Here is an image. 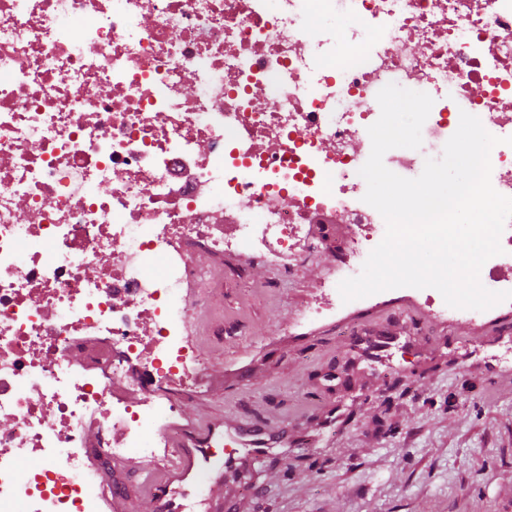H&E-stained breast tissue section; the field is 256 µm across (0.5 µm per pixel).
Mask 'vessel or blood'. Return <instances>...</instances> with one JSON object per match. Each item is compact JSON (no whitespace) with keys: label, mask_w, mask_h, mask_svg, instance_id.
I'll use <instances>...</instances> for the list:
<instances>
[{"label":"vessel or blood","mask_w":512,"mask_h":512,"mask_svg":"<svg viewBox=\"0 0 512 512\" xmlns=\"http://www.w3.org/2000/svg\"><path fill=\"white\" fill-rule=\"evenodd\" d=\"M171 452L162 459L140 462L132 477L141 495L155 500L160 512H189L190 489L207 486L199 505L204 512H224V477L243 461L256 460L272 447L275 430L260 424L203 422L184 418L169 428ZM234 441L236 454H215L216 445Z\"/></svg>","instance_id":"vessel-or-blood-1"}]
</instances>
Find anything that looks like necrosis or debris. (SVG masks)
<instances>
[{
  "label": "necrosis or debris",
  "instance_id": "necrosis-or-debris-1",
  "mask_svg": "<svg viewBox=\"0 0 512 512\" xmlns=\"http://www.w3.org/2000/svg\"><path fill=\"white\" fill-rule=\"evenodd\" d=\"M344 42L367 63L336 66ZM390 83L434 105L389 170L418 177L466 112L512 197V0H0V512H98L91 447L155 456L172 407L126 395L202 368L194 248L379 241L353 145Z\"/></svg>",
  "mask_w": 512,
  "mask_h": 512
}]
</instances>
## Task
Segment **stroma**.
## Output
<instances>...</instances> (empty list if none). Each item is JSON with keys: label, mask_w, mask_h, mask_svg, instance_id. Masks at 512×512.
<instances>
[{"label": "stroma", "mask_w": 512, "mask_h": 512, "mask_svg": "<svg viewBox=\"0 0 512 512\" xmlns=\"http://www.w3.org/2000/svg\"><path fill=\"white\" fill-rule=\"evenodd\" d=\"M324 225L282 267L198 253L206 304L187 332L206 367L179 412L279 426L228 479L235 512H512V306L465 322L434 289L343 302L348 246ZM320 309L309 320L307 309ZM392 337L380 361L366 343ZM338 420L326 425L328 412Z\"/></svg>", "instance_id": "stroma-1"}]
</instances>
